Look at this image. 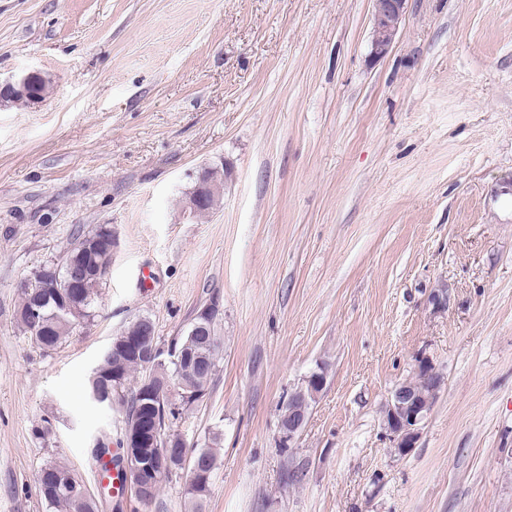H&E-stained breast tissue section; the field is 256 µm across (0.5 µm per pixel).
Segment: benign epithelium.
<instances>
[{
    "instance_id": "obj_1",
    "label": "benign epithelium",
    "mask_w": 512,
    "mask_h": 512,
    "mask_svg": "<svg viewBox=\"0 0 512 512\" xmlns=\"http://www.w3.org/2000/svg\"><path fill=\"white\" fill-rule=\"evenodd\" d=\"M407 3L408 0H375L370 50L373 57L382 58L392 48L405 17ZM47 83L49 78L39 70H30L12 81L0 83V106L20 102L37 105L41 100L36 93V88L40 84ZM226 177L227 173L223 172L219 165L201 169L197 173L196 184L186 199V207L195 212L207 198L223 193ZM90 264L97 271H102V265L93 259L90 251L86 250L76 256H63L50 268L42 265L34 271V276L44 281L47 295L73 307L76 301L83 297L87 266ZM221 312L219 300H211L196 313L188 329V335H209L211 326ZM117 350L127 352L142 363L145 371L144 389L152 394L155 393L157 389L155 365L163 361V358H161L162 351L152 339L151 321L141 317L139 325L124 330L113 340L104 359H109ZM171 354L170 360L182 363L189 369H205L209 364L207 358L198 355L188 345L181 350H171ZM414 373L433 376L429 393L420 392L403 382L391 391L383 410L382 425L401 455L407 454L411 448L415 447L420 430L433 408L430 397H438L444 386L443 376L436 371L432 360L422 354L416 357ZM325 381L326 370L325 367L320 366L288 396L285 404L287 411L279 420V441L285 446L292 447L296 437L303 430L311 404L323 390ZM168 447H170L169 441L160 438L150 423L143 421L137 427L126 430L122 440L124 456L129 460V465L126 466V484L136 486L142 478L143 471L134 464L135 457L149 458L154 455L161 460L165 457V449ZM180 466L187 470L193 479L206 478L209 475L208 466L198 459L185 456Z\"/></svg>"
}]
</instances>
